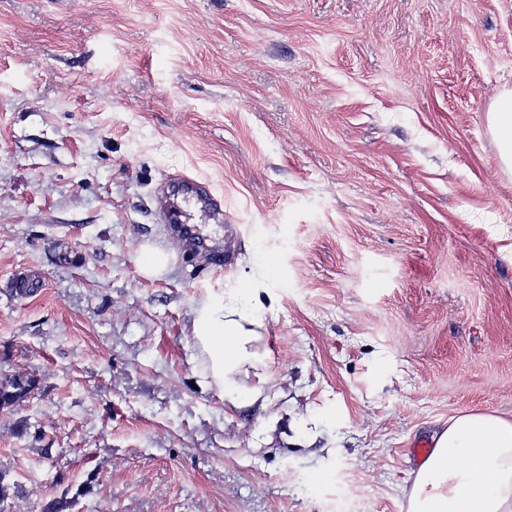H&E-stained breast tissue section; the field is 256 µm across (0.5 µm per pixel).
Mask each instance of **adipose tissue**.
<instances>
[{
  "label": "adipose tissue",
  "mask_w": 512,
  "mask_h": 512,
  "mask_svg": "<svg viewBox=\"0 0 512 512\" xmlns=\"http://www.w3.org/2000/svg\"><path fill=\"white\" fill-rule=\"evenodd\" d=\"M264 328L251 290L199 310L195 338L230 401L262 396V386L248 379L264 363ZM407 512H512V418L472 412L452 419L412 483Z\"/></svg>",
  "instance_id": "adipose-tissue-1"
}]
</instances>
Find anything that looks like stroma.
I'll return each instance as SVG.
<instances>
[{
	"label": "stroma",
	"mask_w": 512,
	"mask_h": 512,
	"mask_svg": "<svg viewBox=\"0 0 512 512\" xmlns=\"http://www.w3.org/2000/svg\"><path fill=\"white\" fill-rule=\"evenodd\" d=\"M506 89L512 0H0V371L38 380L0 415L7 512H326L340 487L407 512L410 443L512 418ZM178 174L224 220L176 248L151 193ZM248 287L264 396L234 406L194 322ZM492 128L500 135L504 145L502 154L503 164L512 167V91L501 92L493 110L489 114Z\"/></svg>",
	"instance_id": "stroma-1"
}]
</instances>
